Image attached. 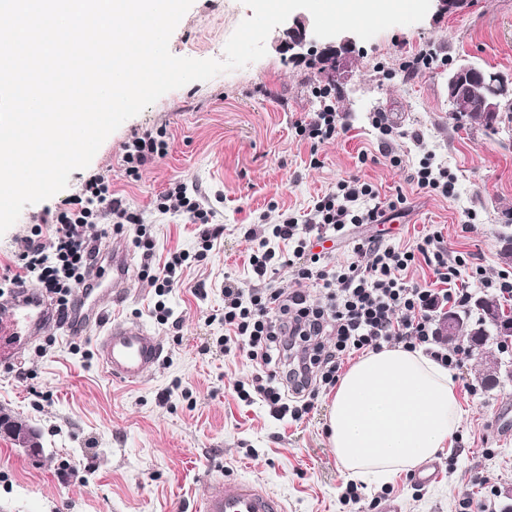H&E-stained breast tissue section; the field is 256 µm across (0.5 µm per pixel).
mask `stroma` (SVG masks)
<instances>
[{
  "label": "stroma",
  "instance_id": "stroma-1",
  "mask_svg": "<svg viewBox=\"0 0 512 512\" xmlns=\"http://www.w3.org/2000/svg\"><path fill=\"white\" fill-rule=\"evenodd\" d=\"M252 14L240 0H193L169 49L179 57L223 58L226 41ZM282 37L274 29L261 60L172 90L125 121L87 168L71 173L65 190L27 206L0 236L6 265L48 213L66 208L92 176L107 174L114 196L142 213L156 256L190 255L165 298L171 316L163 322L141 277L133 227L103 240L129 246L132 257L130 295L113 306L112 317L149 328L163 346L161 362L139 381L111 380L91 336H69L54 325L20 365L0 367V411L38 429L42 444L32 457L0 436V512H203L206 494L228 478L265 485L287 512H466V501L497 505L500 491L512 487V380L490 386L482 373L486 359L512 363V346L489 342L454 370L463 415L453 451L434 458L431 483L403 470L382 485L359 483V502L345 505L350 479L326 434L331 391L320 392L302 420L275 419L264 403L241 401L234 391L250 379L251 361L216 345L224 334V279H249L245 225L285 210L303 214L348 177L374 185L380 202H404L387 211L385 223L350 228L330 245L328 262L353 260L358 239L413 247L438 230L449 251L487 277L504 271L502 239L512 236V126L456 127L447 80L450 70L470 62L512 78V0H467L455 14L430 12L419 23L358 41L351 77L331 87L339 133L316 148L300 140L294 123L322 110L317 90L327 84L307 61L280 51ZM422 49L435 62L410 74L404 63ZM379 113L391 135L374 126ZM160 128L169 137L167 154L130 179L122 166L125 143ZM392 152L400 166L391 165ZM427 156L454 174L453 195L412 183ZM176 181L197 188L212 224L224 228L204 260L193 258L201 248L198 225L155 206Z\"/></svg>",
  "mask_w": 512,
  "mask_h": 512
}]
</instances>
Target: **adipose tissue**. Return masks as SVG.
Returning <instances> with one entry per match:
<instances>
[{"instance_id":"1","label":"adipose tissue","mask_w":512,"mask_h":512,"mask_svg":"<svg viewBox=\"0 0 512 512\" xmlns=\"http://www.w3.org/2000/svg\"><path fill=\"white\" fill-rule=\"evenodd\" d=\"M461 420L447 369L419 350L361 356L328 408L330 446L348 475L382 484L452 447Z\"/></svg>"}]
</instances>
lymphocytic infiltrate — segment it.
Masks as SVG:
<instances>
[{
    "instance_id": "lymphocytic-infiltrate-1",
    "label": "lymphocytic infiltrate",
    "mask_w": 512,
    "mask_h": 512,
    "mask_svg": "<svg viewBox=\"0 0 512 512\" xmlns=\"http://www.w3.org/2000/svg\"><path fill=\"white\" fill-rule=\"evenodd\" d=\"M167 149L163 129L132 138L123 155L126 174L138 176L141 168L165 156ZM157 208L202 225V251H210L222 234L221 228L210 226L209 210L185 184L165 190ZM383 216L372 186L351 179L338 182L335 191L317 200L304 218L288 214L264 227L245 230V238L255 244L249 258L251 281L245 287L225 280L224 336L217 341L224 352L242 353L253 364L249 383L235 387L240 400L257 399L275 418L301 420L313 410L321 389L335 387L346 354L397 344L424 349L445 367L462 366L470 348L447 346L436 334L434 313L447 304L466 307L473 285L512 295V275L487 279L482 269L451 255L438 230L413 249L361 240L353 246L355 261L325 264L318 245L336 240L350 227L380 223ZM105 219L117 231L135 225L133 243L143 251V272L158 297L155 311L160 320H168L164 297L188 256L174 252L155 262L141 216L113 197L112 180L105 175L90 179L68 208L25 239L13 263L0 267V285L10 287L36 278L59 315L68 316L75 288L89 284L88 272L105 233L100 223ZM273 238L286 242L287 251L269 248ZM420 259L431 269L436 287L408 280L409 269ZM283 270L297 283L293 291L274 285L275 275ZM311 285L322 292L320 304L310 301L307 288Z\"/></svg>"
}]
</instances>
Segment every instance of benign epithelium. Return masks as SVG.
Wrapping results in <instances>:
<instances>
[{"label": "benign epithelium", "mask_w": 512, "mask_h": 512, "mask_svg": "<svg viewBox=\"0 0 512 512\" xmlns=\"http://www.w3.org/2000/svg\"><path fill=\"white\" fill-rule=\"evenodd\" d=\"M283 51L289 57L306 59L313 55L327 61L323 74L336 81L351 69L356 40L346 36L339 39H321L314 35L306 20L296 17L285 30ZM448 101L461 112H499L512 104V88L503 77L491 70H475L462 64L448 73ZM17 445L28 455L39 452L37 436L30 430H15Z\"/></svg>", "instance_id": "7a95c632"}]
</instances>
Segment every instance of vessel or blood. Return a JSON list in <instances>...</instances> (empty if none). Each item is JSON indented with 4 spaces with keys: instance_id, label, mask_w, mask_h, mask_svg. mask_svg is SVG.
Listing matches in <instances>:
<instances>
[{
    "instance_id": "1",
    "label": "vessel or blood",
    "mask_w": 512,
    "mask_h": 512,
    "mask_svg": "<svg viewBox=\"0 0 512 512\" xmlns=\"http://www.w3.org/2000/svg\"><path fill=\"white\" fill-rule=\"evenodd\" d=\"M131 258L124 252L103 250L92 265L94 289L75 291L77 306L61 318L33 286L22 283L0 301V366L19 362L31 341L47 322L58 323L70 335L90 332L94 352L103 370L115 380L138 381L162 359L163 349L154 334L139 324L107 316L121 302L130 285ZM204 512H286L283 501L249 481H225L212 492Z\"/></svg>"
}]
</instances>
